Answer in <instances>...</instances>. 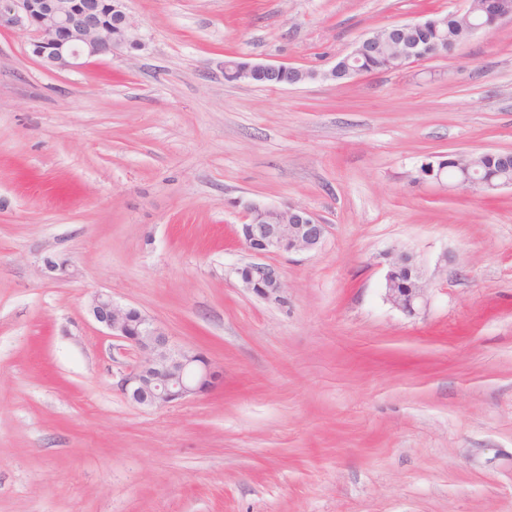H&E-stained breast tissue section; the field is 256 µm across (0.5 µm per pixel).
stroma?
Returning a JSON list of instances; mask_svg holds the SVG:
<instances>
[{
  "label": "stroma",
  "instance_id": "1",
  "mask_svg": "<svg viewBox=\"0 0 512 512\" xmlns=\"http://www.w3.org/2000/svg\"><path fill=\"white\" fill-rule=\"evenodd\" d=\"M141 48L48 68L0 32V512H512V188L448 192L428 157L512 152V21L392 72L286 88L462 0H125ZM306 208L314 253L242 288V201ZM426 282L384 297L382 257ZM72 275L51 278L46 256ZM112 294L223 372L143 408ZM227 60H234L232 58H228ZM224 60V73L225 71L231 67L234 69L235 74L237 76V83L248 82L251 76L254 73H259L261 75H256L253 77V83L268 86L269 83L278 84L280 88L287 86H295L301 83H304L309 80L316 79L317 77H323L332 79L334 78L335 73L341 68L339 65L340 61L336 62V64L327 72H317L312 70L313 74L309 75L307 69H300L296 67H292L287 64H272V63H257L253 62L247 58H239L235 61H227ZM288 72V81L282 82V76ZM270 82L265 81L264 77ZM269 87V86H268ZM383 258L385 259L386 265V273L384 276L386 300L400 311L408 315L414 314L417 305L423 299L426 289L420 265L415 256L408 251H391L386 253ZM406 269H413L414 273L412 272L411 274V272ZM403 270L405 271L399 279ZM413 274L414 279L412 280ZM398 279V288H396L395 283ZM406 284L408 285L406 286Z\"/></svg>",
  "mask_w": 512,
  "mask_h": 512
}]
</instances>
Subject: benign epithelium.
<instances>
[{
    "label": "benign epithelium",
    "mask_w": 512,
    "mask_h": 512,
    "mask_svg": "<svg viewBox=\"0 0 512 512\" xmlns=\"http://www.w3.org/2000/svg\"><path fill=\"white\" fill-rule=\"evenodd\" d=\"M512 20L509 0H483L482 16L470 26L469 35L492 31L505 21ZM31 28L37 34L32 54L45 65L57 69H78L92 59L108 57L121 48L141 45L136 25L126 12L124 0H0V30ZM374 43L371 34L360 38L344 58L346 78L361 71L350 64L367 55ZM425 59L417 45L405 48L395 61L399 70L415 61ZM233 68L237 82H247L255 73L279 87L295 86L317 77L332 79L340 69L334 65L326 72L310 73L287 64L257 63L247 58L224 61V68ZM467 152H453L455 173L448 177V168L434 155L424 161L417 171L418 183H436L452 190L494 191L512 187L508 177L496 184L478 179V171L460 162ZM249 223L240 227L239 235L254 260L237 269L243 288L262 297L277 295L284 288L281 276L266 256L281 253H312L324 242L327 225L310 211L295 205L262 206L239 202ZM385 298L395 308L411 315L423 299L425 282L415 256L408 251H391L384 255ZM414 271V279L404 288L396 287L402 271ZM94 320L135 348L140 361L121 378L119 389L131 403L140 407H167L207 393L222 381L220 371L201 352L181 348L172 343L163 327L140 309L116 302L112 295L95 292L90 300Z\"/></svg>",
    "instance_id": "1"
}]
</instances>
